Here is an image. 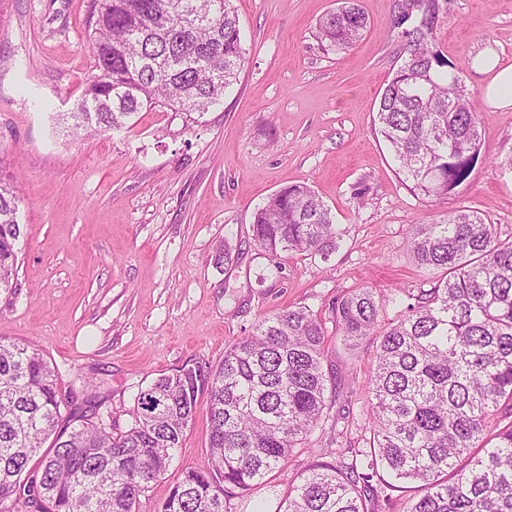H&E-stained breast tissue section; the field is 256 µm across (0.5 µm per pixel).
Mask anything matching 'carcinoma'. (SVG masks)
I'll use <instances>...</instances> for the list:
<instances>
[{
	"instance_id": "cac0c4a2",
	"label": "carcinoma",
	"mask_w": 512,
	"mask_h": 512,
	"mask_svg": "<svg viewBox=\"0 0 512 512\" xmlns=\"http://www.w3.org/2000/svg\"><path fill=\"white\" fill-rule=\"evenodd\" d=\"M397 8L405 56L381 94L378 132L410 190L446 200L480 156V110L432 49L436 0ZM367 25L358 0H343L320 19L318 37L345 50ZM87 27L95 73L59 115L73 135L122 129L145 106L201 116L245 64L233 0H93ZM18 210L0 179V293L18 286ZM347 233L306 183L280 189L253 214L252 242L272 256L326 260ZM409 246L419 265L441 271L415 302L386 323L368 289L331 308L343 340H376L368 437L311 464L285 492L283 512H379L409 491L407 512H512V237L460 210L418 225ZM325 336L305 306L265 316L218 364H185L150 381L120 432L103 422L97 393L62 392L39 350L0 340V504L136 512L205 393L206 457L181 470L158 512H233L325 420Z\"/></svg>"
}]
</instances>
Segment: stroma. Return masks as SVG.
<instances>
[{
    "mask_svg": "<svg viewBox=\"0 0 512 512\" xmlns=\"http://www.w3.org/2000/svg\"><path fill=\"white\" fill-rule=\"evenodd\" d=\"M397 0H360L369 25L333 51L317 22L339 0H234L246 63L221 105L204 115L158 106L128 129L73 139L57 120L94 70L91 0H0V170L13 175L22 224L18 279L0 311V337L42 352L63 388L100 382L105 410L126 429L135 398L159 374L217 364L265 316L367 288L382 296L431 288L439 271L407 248L417 225L473 210L512 236V112H480L483 147L448 200L415 196L375 122L401 64ZM435 47L474 99L484 47L512 62V0H438ZM305 183L348 235L329 260L271 256L251 242L253 213L281 188ZM227 242L231 262H216ZM323 367L337 423L295 448L275 487L244 512H278L279 495L337 444L355 445L367 417L370 339L329 335ZM209 424L198 413L169 472L140 498L156 512L181 468L200 463Z\"/></svg>",
    "mask_w": 512,
    "mask_h": 512,
    "instance_id": "1",
    "label": "stroma"
}]
</instances>
